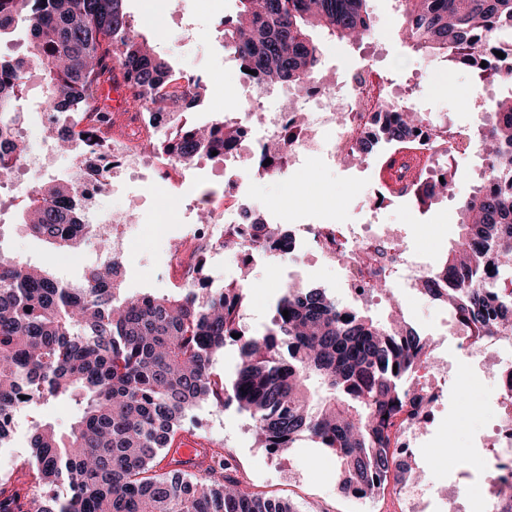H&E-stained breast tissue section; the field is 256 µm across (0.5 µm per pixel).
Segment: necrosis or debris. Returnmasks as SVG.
<instances>
[{"mask_svg": "<svg viewBox=\"0 0 512 512\" xmlns=\"http://www.w3.org/2000/svg\"><path fill=\"white\" fill-rule=\"evenodd\" d=\"M239 86L246 88L237 116L240 139L226 146L225 161L236 166L232 178L224 184L222 196L208 195L198 200V207L211 213V220L194 227L182 247L168 250L164 265L184 288L198 284V261L214 257L223 249L224 236L233 232L249 236V225L241 218L244 204L239 188L254 175L255 152L271 159L265 174L276 177L290 171L304 160L327 154L336 163H344L360 145H378L376 131L395 112L393 97L380 71L367 66L350 80L344 95L336 93L333 72L311 76L303 85L289 92L278 111L262 115L261 125L251 121V109L268 96L271 89L261 81L242 76ZM165 121L152 112L137 115L134 128L103 134V145L92 148L74 143L72 151V186L77 197L93 201L104 193L101 170H108L115 180L140 179L164 184L168 175L183 170V163L160 152H146L147 142L156 140ZM402 150H415L424 163L409 180L410 185L431 180L437 173L439 157L454 158L473 150L469 128L429 120L418 132L409 134ZM312 242L323 257L334 260L348 271L347 286L352 297L363 300L384 278L406 277L416 283L426 277L427 264L418 261L403 244L399 233L385 225L326 224L306 228L304 236H291L289 255H297L305 242ZM426 392L400 428L398 446L402 453L415 447L429 421L438 410L439 386L429 366L418 369Z\"/></svg>", "mask_w": 512, "mask_h": 512, "instance_id": "obj_1", "label": "necrosis or debris"}]
</instances>
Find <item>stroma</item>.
I'll return each instance as SVG.
<instances>
[{
  "label": "stroma",
  "mask_w": 512,
  "mask_h": 512,
  "mask_svg": "<svg viewBox=\"0 0 512 512\" xmlns=\"http://www.w3.org/2000/svg\"><path fill=\"white\" fill-rule=\"evenodd\" d=\"M368 6L374 32L363 42L340 41L319 29L311 32L323 48L335 52L339 75L373 64L394 93L410 92L417 106L431 111L433 116L452 124L472 125V114L465 105L483 93L484 83L471 71L408 50L400 38L396 0H369ZM127 10L135 32L152 41L155 50L176 54L180 69L206 73L213 79V86L199 106L190 110L189 120L204 125L224 113L239 111V104H222L220 92L221 87L236 85L233 67L224 63V27L219 20L236 14L237 0H128ZM390 152L389 146H381L345 171L324 160L291 171L286 179L255 178L249 182L247 198L264 214L275 215L278 224L296 232L319 224H361L369 211L366 192L373 187L380 163ZM477 161L474 155L456 159L459 174L453 196L440 195L422 203L403 195L390 197L377 211L379 223L397 225L409 248L426 252L431 263L442 261L458 234V204L478 185L474 172ZM298 181L306 184L299 197L293 193ZM223 190V161L206 159L194 178L181 187L162 189L137 181L127 183L120 194L110 197L111 207L117 209L126 207L130 193L146 195L150 200L136 216L139 232L131 242L123 283L127 293L169 292L164 252L180 241L188 229L181 219L185 204L203 193L219 194ZM21 219L17 205L0 218V253L47 268L68 281L80 280L85 265L99 261L95 246L85 243L76 251L78 263L61 262L54 246L33 236ZM252 267L255 286L250 289L243 310L248 329L270 322L280 290L292 277L303 286L326 289L345 304L353 302L340 268L324 261L312 249H304L295 258H259ZM393 300L399 304L405 321L423 338L440 343L443 351L444 364L439 371L447 383L439 411L413 450L427 481L438 491L455 483L458 469L483 453L479 437L489 431L498 413L493 399L494 375L481 365L460 360L457 337L445 332L449 312L442 302L396 287L390 294L374 296L371 303L364 305L363 312L376 321H386L388 305ZM475 403L481 406L476 413L471 410ZM76 415L74 404L65 401L15 410L12 432L0 443V478L15 481L21 494L32 495L31 479L23 464L36 422L52 424L63 432ZM183 437L202 448L222 446L232 476L246 482L260 498L289 504L294 512H409L405 495L392 484L378 495L362 499L343 495L335 457L309 440H300L295 448L271 456L257 447L249 417L232 407L218 411L209 404H200L189 416ZM448 447L457 454L453 468L443 454Z\"/></svg>",
  "instance_id": "1"
}]
</instances>
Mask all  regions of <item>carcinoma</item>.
<instances>
[{"instance_id": "1", "label": "carcinoma", "mask_w": 512, "mask_h": 512, "mask_svg": "<svg viewBox=\"0 0 512 512\" xmlns=\"http://www.w3.org/2000/svg\"><path fill=\"white\" fill-rule=\"evenodd\" d=\"M124 2L0 0V42L13 41L20 26L25 31L23 52L0 56V177L17 160L29 76L44 81L45 110L64 122L84 111L115 69L150 112L177 108L181 120L200 103L198 77L173 74L133 32ZM368 2L239 0L236 15L224 19L225 46L264 83L294 86L322 63L307 30L367 39L374 29ZM397 2L406 44L507 89L491 118L478 123L483 145L492 146L485 151L492 187L462 202L457 239L422 292L445 301L468 336L512 334V0ZM427 120L424 112H400L380 140L399 143ZM92 122L77 132L49 130L68 148L83 135L92 145L112 126V114L102 110ZM238 134L222 118L185 122L161 147L179 161L214 151L221 158ZM455 180L446 169L411 194L423 203L452 192ZM23 221L68 253L92 240L84 200L66 180L32 192ZM253 225L255 238L224 243L238 256L252 249L288 254L280 226L261 217ZM200 284L130 295L109 254L77 284L0 254V442L10 434L7 414L24 400H70L80 408L63 433L48 423L34 427L27 468L44 499L37 512H292L224 474L223 456L212 447L202 449L210 461L202 480L185 463L167 460L187 416L203 402L245 413L271 452L312 438L336 457L346 492L376 495L391 482H408L415 461L396 445L403 416L420 398L415 368L427 362L428 350L405 321L379 323L322 288L286 285L271 325L250 331L241 323L248 285L215 287L204 275ZM228 346L239 362L231 377L218 380L213 357ZM64 483L69 493L60 497L56 487ZM27 506V497L0 479V512Z\"/></svg>"}]
</instances>
